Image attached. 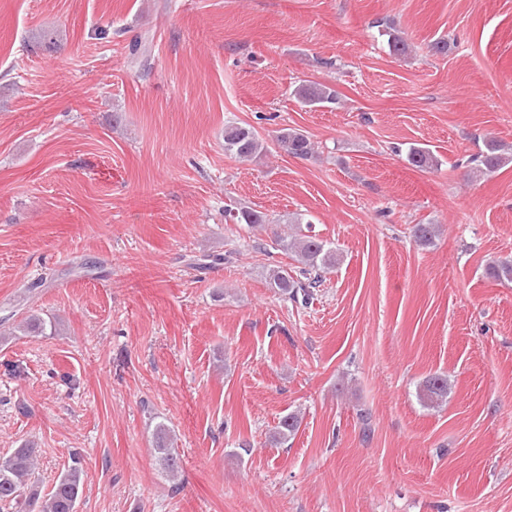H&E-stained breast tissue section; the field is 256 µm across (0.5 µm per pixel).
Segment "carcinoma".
I'll return each mask as SVG.
<instances>
[{"mask_svg":"<svg viewBox=\"0 0 512 512\" xmlns=\"http://www.w3.org/2000/svg\"><path fill=\"white\" fill-rule=\"evenodd\" d=\"M297 100L307 107H328L336 104V90L331 86L311 81H301L292 90ZM279 146L287 153L300 158L312 154V145L308 137L296 130L284 128L278 136ZM264 149L257 131L244 125L229 123L224 125V150L231 155L250 160ZM407 161L414 167L425 169L438 165V160L426 147H412L407 153ZM512 162V152L504 145L490 140L485 145L476 167V176L491 173L504 164ZM224 212L236 224H246L251 228L267 224V218L260 212L243 207H227ZM439 234L436 224H416L413 228L414 242L430 245ZM276 245L291 253L301 264L300 277L295 278L288 270L274 267L268 271L271 287L291 300H308L313 290L321 285L324 274L336 266V247L312 234L311 224L296 221L290 230L276 235ZM55 329L52 321L38 315H29L16 326L14 331L43 334ZM424 396L431 406H438L448 399V378L434 374L424 383ZM298 414L291 412L282 416L274 428L272 441L276 444L288 442L300 428ZM154 451L158 455L163 470L171 479L181 472L180 458L176 455L170 430L159 424L153 434ZM40 449L33 443H26L9 456L0 460V509L3 512H78L83 492V470L81 460L73 456L71 465L60 473L48 493H43L32 481L37 468Z\"/></svg>","mask_w":512,"mask_h":512,"instance_id":"obj_1","label":"carcinoma"}]
</instances>
